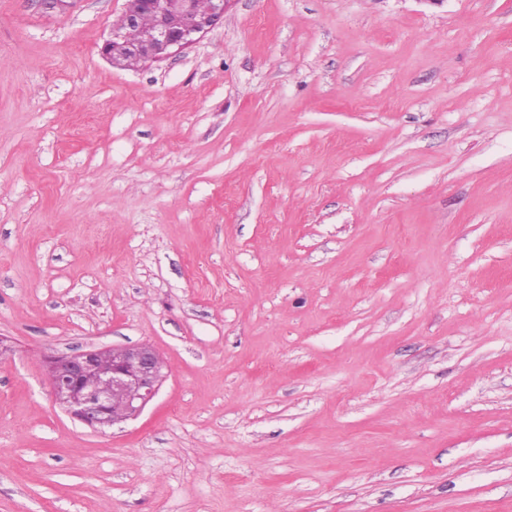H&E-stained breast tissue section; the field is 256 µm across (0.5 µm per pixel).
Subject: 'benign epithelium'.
I'll return each mask as SVG.
<instances>
[{"instance_id": "benign-epithelium-1", "label": "benign epithelium", "mask_w": 512, "mask_h": 512, "mask_svg": "<svg viewBox=\"0 0 512 512\" xmlns=\"http://www.w3.org/2000/svg\"><path fill=\"white\" fill-rule=\"evenodd\" d=\"M232 0H210L204 11L195 0H126L123 23L114 27L100 51L115 66L127 60L157 62L213 29ZM144 13L155 19L145 42L130 39ZM52 396L73 419L99 431L137 419L156 397L168 363L149 344L57 353L43 358Z\"/></svg>"}]
</instances>
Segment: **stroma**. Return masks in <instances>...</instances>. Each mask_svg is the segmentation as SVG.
<instances>
[{
	"instance_id": "obj_1",
	"label": "stroma",
	"mask_w": 512,
	"mask_h": 512,
	"mask_svg": "<svg viewBox=\"0 0 512 512\" xmlns=\"http://www.w3.org/2000/svg\"><path fill=\"white\" fill-rule=\"evenodd\" d=\"M0 0V512H512V0ZM153 345L100 433L44 352ZM123 23L109 32L100 51L112 65L125 66L128 59L157 62L192 44L213 29L232 0H210L205 11H198L195 0H127ZM143 13L155 19L151 36L145 42L130 39Z\"/></svg>"
}]
</instances>
